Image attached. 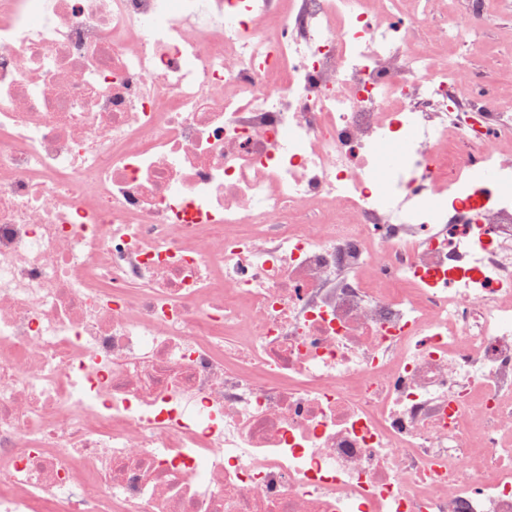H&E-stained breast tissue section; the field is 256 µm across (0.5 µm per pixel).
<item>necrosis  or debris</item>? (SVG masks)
<instances>
[{"instance_id":"necrosis-or-debris-1","label":"necrosis or debris","mask_w":512,"mask_h":512,"mask_svg":"<svg viewBox=\"0 0 512 512\" xmlns=\"http://www.w3.org/2000/svg\"><path fill=\"white\" fill-rule=\"evenodd\" d=\"M441 2L0 0V512H512V104Z\"/></svg>"}]
</instances>
